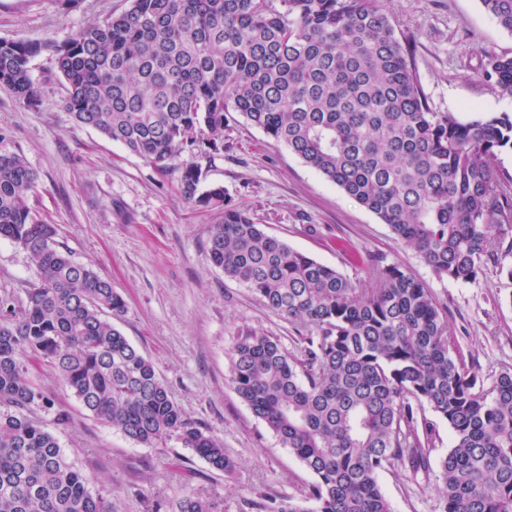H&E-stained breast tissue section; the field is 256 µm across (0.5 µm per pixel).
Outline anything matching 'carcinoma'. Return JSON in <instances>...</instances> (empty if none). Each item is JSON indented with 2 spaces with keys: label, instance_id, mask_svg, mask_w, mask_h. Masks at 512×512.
I'll return each instance as SVG.
<instances>
[{
  "label": "carcinoma",
  "instance_id": "cac0c4a2",
  "mask_svg": "<svg viewBox=\"0 0 512 512\" xmlns=\"http://www.w3.org/2000/svg\"><path fill=\"white\" fill-rule=\"evenodd\" d=\"M512 33V0H482ZM52 55L75 123L156 169L216 211L207 249L299 336L294 351L257 331L236 337L231 383L314 475L305 508L269 499L259 512H391L378 474L428 473L436 435L441 512H512V372L490 389L451 350L448 317L425 284L371 261L359 285L265 232L185 157L224 152L235 112L389 226L438 276L475 282L512 232V197L496 175L512 115L435 112L378 0H130L62 43L0 41V87L38 103L32 57ZM480 75L512 97V57L482 55ZM35 174L0 156V238L23 249L39 282L16 312L0 298V512H112L56 438L27 415L52 401L28 376L51 364L95 418L147 447L175 439L214 469L235 461L185 418L154 363L112 324L124 298L55 243L26 204ZM177 512H221L188 494Z\"/></svg>",
  "mask_w": 512,
  "mask_h": 512
}]
</instances>
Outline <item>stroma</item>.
<instances>
[{
  "label": "stroma",
  "mask_w": 512,
  "mask_h": 512,
  "mask_svg": "<svg viewBox=\"0 0 512 512\" xmlns=\"http://www.w3.org/2000/svg\"><path fill=\"white\" fill-rule=\"evenodd\" d=\"M411 51L418 80L436 112L512 113V99L479 73L483 52L512 57V33L481 0H380ZM129 0H0V40L62 42L80 28L121 13ZM40 104L30 107L0 88V155H22L37 177L27 204L56 228L61 250L108 280L126 303L117 327L150 358L184 416L219 438L235 471L212 468L177 441L148 448L83 409L50 366L31 367L53 410L30 415L57 439L88 488L114 512H174L195 493L220 499L224 512H253V502L304 501L312 473L257 419L231 384L236 336L255 330L295 350L297 334L238 281L212 263L206 242L215 215L181 197L176 172L162 173L91 128L76 126L63 80L49 53L32 58ZM206 182L219 183L270 235L353 280L371 257L424 282L448 312L449 337L484 383L512 371V250L487 264L476 282L438 277L398 244L371 211L308 167L239 114L224 127V152L197 160ZM38 274L26 253L0 240V297L27 303ZM69 415L54 420L55 411ZM438 470L413 475L394 464L378 481L393 512H440Z\"/></svg>",
  "instance_id": "1"
}]
</instances>
